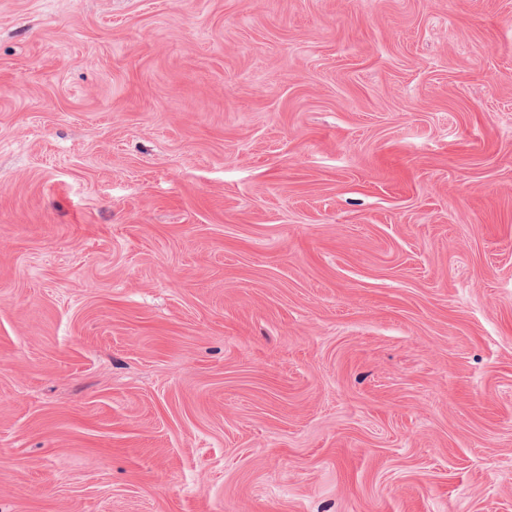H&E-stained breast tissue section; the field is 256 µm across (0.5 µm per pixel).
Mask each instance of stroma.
Listing matches in <instances>:
<instances>
[{"label": "stroma", "mask_w": 512, "mask_h": 512, "mask_svg": "<svg viewBox=\"0 0 512 512\" xmlns=\"http://www.w3.org/2000/svg\"><path fill=\"white\" fill-rule=\"evenodd\" d=\"M0 512H512V0H0Z\"/></svg>", "instance_id": "1"}]
</instances>
